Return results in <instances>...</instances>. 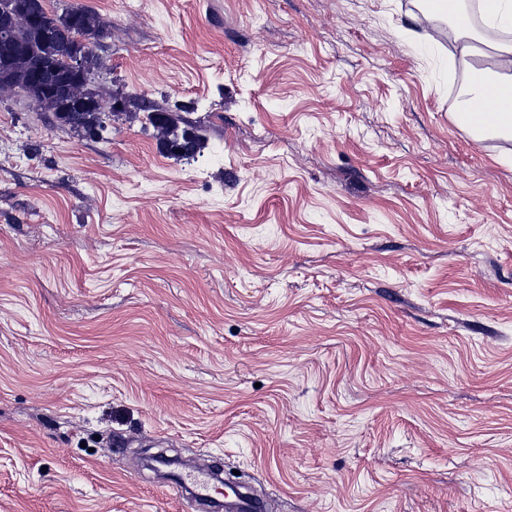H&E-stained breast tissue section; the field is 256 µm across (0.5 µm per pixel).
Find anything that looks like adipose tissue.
I'll use <instances>...</instances> for the list:
<instances>
[{
    "label": "adipose tissue",
    "instance_id": "ef3b65f1",
    "mask_svg": "<svg viewBox=\"0 0 512 512\" xmlns=\"http://www.w3.org/2000/svg\"><path fill=\"white\" fill-rule=\"evenodd\" d=\"M493 88L512 98V43L500 47L497 70L488 72L484 82L468 85L463 102L471 117L466 124L467 130L479 136L508 138L512 136V106L499 112L485 113L481 110L483 104L489 103V91Z\"/></svg>",
    "mask_w": 512,
    "mask_h": 512
}]
</instances>
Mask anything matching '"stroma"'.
Wrapping results in <instances>:
<instances>
[{
    "instance_id": "35a3bbf8",
    "label": "stroma",
    "mask_w": 512,
    "mask_h": 512,
    "mask_svg": "<svg viewBox=\"0 0 512 512\" xmlns=\"http://www.w3.org/2000/svg\"><path fill=\"white\" fill-rule=\"evenodd\" d=\"M101 138L0 96V512H512V139L428 0H46ZM147 98L201 130L164 153ZM499 71L489 70L485 74V65L476 63L468 74L467 98L461 102L463 107L471 109L470 122H462L458 118L459 112H456L458 123L465 129L475 135H493L504 138L512 136V43L503 45L499 49ZM483 84H472L479 82L484 77ZM496 88L501 93L506 94L511 101V106L500 109L501 112L485 113L481 110V105L488 104L492 99L489 96V88Z\"/></svg>"
}]
</instances>
